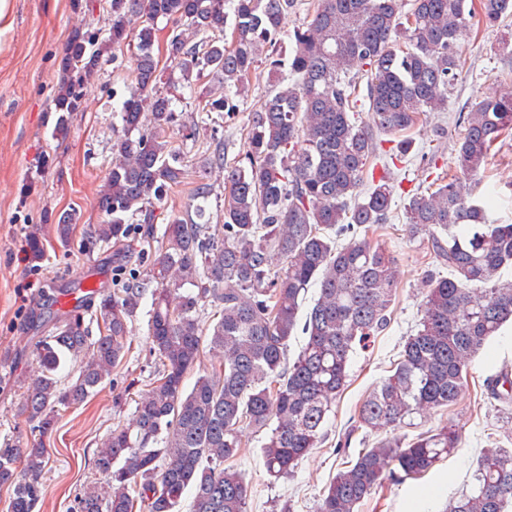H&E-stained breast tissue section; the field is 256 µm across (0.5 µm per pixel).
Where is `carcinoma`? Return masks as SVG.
Returning <instances> with one entry per match:
<instances>
[{"label":"carcinoma","mask_w":512,"mask_h":512,"mask_svg":"<svg viewBox=\"0 0 512 512\" xmlns=\"http://www.w3.org/2000/svg\"><path fill=\"white\" fill-rule=\"evenodd\" d=\"M295 0H111L108 36L76 29L57 58L53 131L67 132L88 81L103 57L128 36L139 68L112 143V169L99 197L106 217L90 239L120 243L128 221L154 224L152 200L182 182L180 152L161 131L176 125L173 98L160 90L154 55L160 20L175 24L167 48L170 73L205 112H235L264 57L271 89L250 113L247 165L224 166L215 153L204 169L224 171V241L206 236L210 188L194 190V217H171L154 266V288L131 282L103 292L96 314L102 334L91 340L84 316L67 315L35 343L37 367L22 392V415L37 434L26 454L0 450V486L11 490L8 512H33L47 466L43 438L61 412L83 403L128 353V321L151 301L149 332L161 369L141 396L137 418L112 429L94 456L104 487L75 498L73 512H247L245 474L229 461L242 451L245 428L268 430L262 445L267 474L294 476L325 438L324 425L341 395L354 349L382 331L398 288L394 259L371 237L388 223L393 200L385 157L406 154L422 116L447 106L465 65L460 37L478 25L512 17V0H312L309 20L280 38ZM231 42H226V30ZM364 71L366 94H360ZM221 79L225 94L201 88L205 74ZM368 106L370 121L360 116ZM457 174L444 173L434 189L416 192L406 207L407 231L430 234L434 258L448 276H429L422 318L393 373L358 408V423L388 436L361 448L321 495L318 512H360L373 493L424 477L459 447L461 432L444 425L409 440L397 434L405 419L455 403L467 386L471 360L504 324L512 322V224L489 222L493 194L465 191L487 164L502 135L512 131V90L501 89L462 116ZM399 138L385 150L374 132ZM72 216L55 227L65 248ZM31 262L45 257L39 229L26 237ZM275 251L285 266L272 270ZM315 289L306 316L299 311ZM214 307L207 327L201 305ZM304 342L288 360L289 341ZM218 363L186 375L205 353ZM79 374L60 376L69 361ZM491 398L512 405V374L486 382ZM512 505V448L483 450L465 491L448 512H506Z\"/></svg>","instance_id":"cac0c4a2"}]
</instances>
